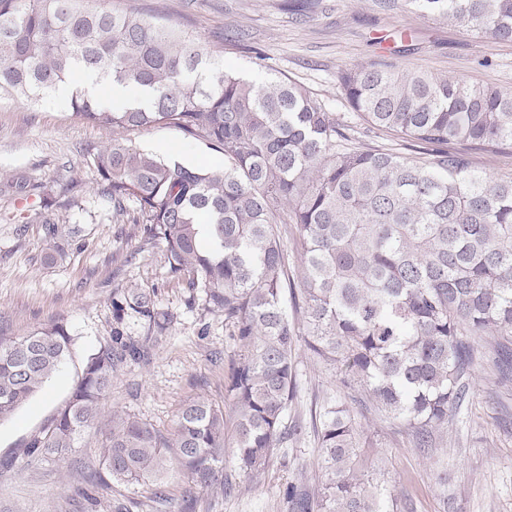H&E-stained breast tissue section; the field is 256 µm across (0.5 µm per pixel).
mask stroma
I'll return each instance as SVG.
<instances>
[{
  "mask_svg": "<svg viewBox=\"0 0 512 512\" xmlns=\"http://www.w3.org/2000/svg\"><path fill=\"white\" fill-rule=\"evenodd\" d=\"M103 3L166 15L206 41L225 71L300 84L326 110L348 117L357 144L390 147L404 157L417 152L352 115L337 79L341 69L394 58L411 71L512 89V42H489L410 6L385 14L371 0H310L300 12L288 11L285 0ZM404 33L413 49L398 58L393 49ZM108 139L104 129L75 117L66 101L54 98L40 107L0 102V337L55 321L73 337L64 365L42 391L0 422V512H289L281 495L286 484L313 492L323 479L314 415L348 401L333 366L303 347L295 353L297 389L286 417L302 432L281 444L264 469L240 475L229 456L224 474L230 486L193 491L173 459L163 475L139 484L112 481L102 463L113 414L137 417L170 438L181 406L198 397L223 410L225 436L234 438L236 414L224 383L238 354L231 326L192 297L185 280L169 274L163 250L144 241L139 225L113 223L87 153ZM127 142L146 151L163 145V157L182 164L224 162L222 153L171 127L129 133ZM16 179L27 181V195L5 191ZM51 215L70 237L64 258L54 263L45 259L43 221ZM118 288L156 289L174 316L171 327L157 338L133 327V336L150 349L149 361L113 374L98 420L79 433L64 460L26 463L28 440L68 400L87 357L110 341ZM472 375L467 401L448 420L446 450L423 452L399 421L372 411L363 416L362 458L382 469L397 512L409 506L414 512H512V381L499 375L489 350ZM85 485L93 486V500L76 496Z\"/></svg>",
  "mask_w": 512,
  "mask_h": 512,
  "instance_id": "obj_1",
  "label": "stroma"
}]
</instances>
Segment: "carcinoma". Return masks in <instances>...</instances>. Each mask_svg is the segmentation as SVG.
Here are the masks:
<instances>
[{
	"instance_id": "carcinoma-1",
	"label": "carcinoma",
	"mask_w": 512,
	"mask_h": 512,
	"mask_svg": "<svg viewBox=\"0 0 512 512\" xmlns=\"http://www.w3.org/2000/svg\"><path fill=\"white\" fill-rule=\"evenodd\" d=\"M85 2L0 0V101L35 105L79 72L144 95L106 107L77 89L70 105L112 134L90 152L112 221L136 213L132 223L162 247L169 273L232 326L240 354L225 391L237 415L238 470L264 468L288 438L301 342L355 401L401 421L414 447H446L482 344L512 377V173L477 172L449 149L512 147V91L386 62L340 71L359 119L428 147L426 160H408L356 146L352 126L294 83L224 71L167 18ZM374 3L385 12L411 5L512 42V0ZM154 126L206 142L224 165L186 166L125 143L124 134ZM280 224L294 226V260ZM287 296L303 322L286 311ZM112 318L110 342L88 356L68 402L30 439L27 461L62 456L93 424L112 374L142 355L127 322L163 336L173 321L153 288L116 289ZM72 341L60 323L0 339V420L42 390ZM360 429L350 409H324L325 479L314 495L288 484L289 512H393L384 481L355 464ZM224 453V412L198 398L181 409L172 441L113 416L102 462L113 479L138 483L172 455L192 486L209 489L223 476Z\"/></svg>"
}]
</instances>
